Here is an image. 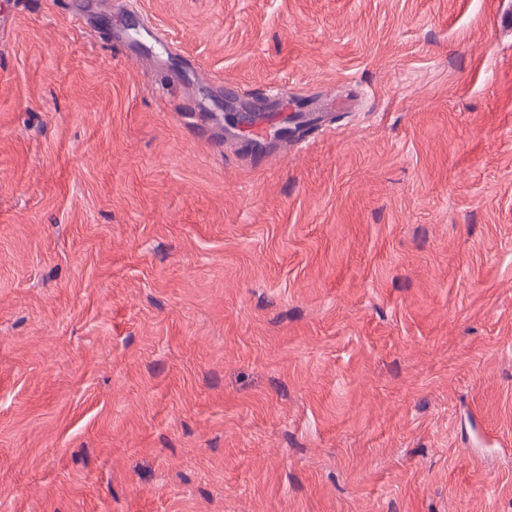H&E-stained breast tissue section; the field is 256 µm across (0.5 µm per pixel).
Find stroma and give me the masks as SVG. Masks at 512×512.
<instances>
[{
	"label": "stroma",
	"instance_id": "35a3bbf8",
	"mask_svg": "<svg viewBox=\"0 0 512 512\" xmlns=\"http://www.w3.org/2000/svg\"><path fill=\"white\" fill-rule=\"evenodd\" d=\"M73 3L0 0V512H512V0Z\"/></svg>",
	"mask_w": 512,
	"mask_h": 512
}]
</instances>
